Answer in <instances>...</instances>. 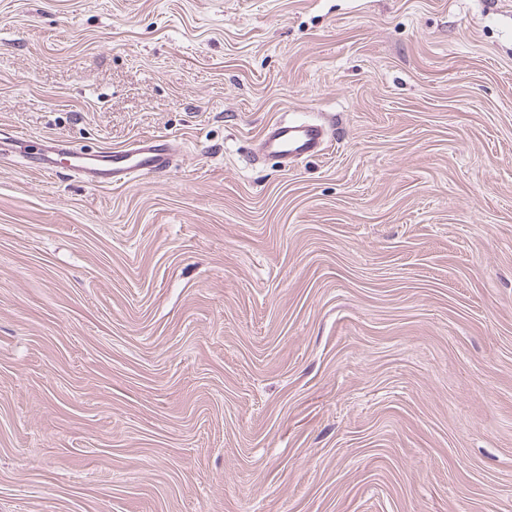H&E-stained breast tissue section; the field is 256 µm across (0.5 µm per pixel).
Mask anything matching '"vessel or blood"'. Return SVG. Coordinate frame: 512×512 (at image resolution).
<instances>
[{
    "mask_svg": "<svg viewBox=\"0 0 512 512\" xmlns=\"http://www.w3.org/2000/svg\"><path fill=\"white\" fill-rule=\"evenodd\" d=\"M326 143L327 131L322 123L282 120L267 128L261 146L267 159L288 163L324 152ZM62 159L67 160L74 173L89 181L121 186L136 174L170 170L173 148L170 142L159 137L140 138L124 149L95 154L53 147L38 152L31 165L50 171Z\"/></svg>",
    "mask_w": 512,
    "mask_h": 512,
    "instance_id": "obj_1",
    "label": "vessel or blood"
}]
</instances>
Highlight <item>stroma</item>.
<instances>
[{
    "mask_svg": "<svg viewBox=\"0 0 512 512\" xmlns=\"http://www.w3.org/2000/svg\"><path fill=\"white\" fill-rule=\"evenodd\" d=\"M0 512H512V0H0ZM326 143L322 123L282 120L267 128L261 146L267 159L288 163L324 152ZM30 157L35 169L53 170L65 157L68 167L89 181L112 186L128 183L134 174L161 173L171 169L173 148L161 137H145L135 140L118 151H102L90 154L75 149L55 148L37 152Z\"/></svg>",
    "mask_w": 512,
    "mask_h": 512,
    "instance_id": "35a3bbf8",
    "label": "stroma"
}]
</instances>
